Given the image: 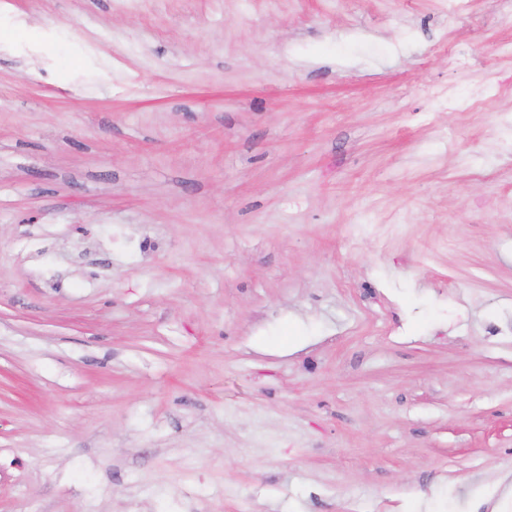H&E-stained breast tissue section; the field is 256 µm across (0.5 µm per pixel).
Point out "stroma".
Here are the masks:
<instances>
[{
	"label": "stroma",
	"mask_w": 512,
	"mask_h": 512,
	"mask_svg": "<svg viewBox=\"0 0 512 512\" xmlns=\"http://www.w3.org/2000/svg\"><path fill=\"white\" fill-rule=\"evenodd\" d=\"M0 512H512V0H0Z\"/></svg>",
	"instance_id": "stroma-1"
}]
</instances>
